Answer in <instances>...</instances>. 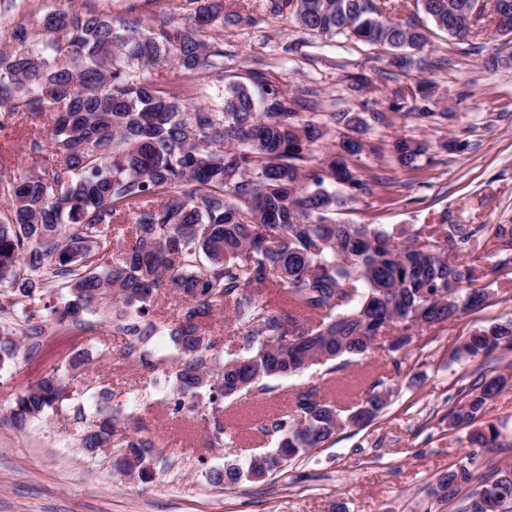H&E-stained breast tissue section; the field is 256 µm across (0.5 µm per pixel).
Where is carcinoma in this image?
I'll return each instance as SVG.
<instances>
[{
    "mask_svg": "<svg viewBox=\"0 0 512 512\" xmlns=\"http://www.w3.org/2000/svg\"><path fill=\"white\" fill-rule=\"evenodd\" d=\"M273 13L290 12L299 27L323 35L346 34L385 49L386 79L420 64L416 54L436 29L448 39H480L491 26L512 43V0H414L432 27L401 22L387 0H269ZM191 25L159 21L143 27L94 10L54 11L35 39L22 26L14 46L0 50V131L23 115L34 125V161L17 172L0 163V190L8 200L0 220V313L17 315L50 288L69 299L55 321L79 323L81 314L108 300L112 327L128 337L127 355L142 354L147 337L167 334L174 346L171 413L201 394L226 409L266 389L268 378L288 377L346 355H363L392 331L393 350L413 337L477 307L493 296L474 288L479 278L512 264V224H450L448 216L407 230L336 221L342 200L365 189L354 159L367 143L363 112L332 115L345 129L336 150L322 151L330 128L298 120L305 99L289 94L263 67L249 84L223 83L224 47L205 40L224 23L221 0H186ZM171 58L177 72L160 88L134 68ZM206 74L218 103L186 106L183 76ZM436 86L423 79L394 91L390 111L441 121L429 106ZM426 146L410 135L391 145L388 163L414 168ZM119 257L106 260L110 236ZM498 258L487 267L484 261ZM168 288L181 299L176 323L150 319L152 299ZM266 288L271 298H256ZM278 301L319 318L315 326L273 310ZM232 307L238 348L221 360L202 320ZM46 322L26 315L21 331L0 326V368L12 360L20 334L45 335ZM512 348V319L476 330L455 348L459 356H486ZM68 367L94 373L93 358L77 353ZM389 378L371 381L360 403L346 409L310 387L296 393L293 412L265 421L261 432L277 448L247 468L209 471L232 486L286 468L288 461L327 444L346 427L374 421L388 404ZM506 384L496 376L461 390L448 413L453 427L473 424L487 400ZM63 378L52 372L10 408L8 425L22 433L63 401ZM95 401L99 422L79 445L92 455L117 449L119 472L148 481L158 451L154 442L109 405ZM493 425L468 434L470 445L502 448ZM465 465L440 475L435 493L454 499L471 483ZM512 504V470L499 471L476 492L469 512H504Z\"/></svg>",
    "mask_w": 512,
    "mask_h": 512,
    "instance_id": "carcinoma-1",
    "label": "carcinoma"
}]
</instances>
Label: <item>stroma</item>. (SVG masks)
Listing matches in <instances>:
<instances>
[{
    "mask_svg": "<svg viewBox=\"0 0 512 512\" xmlns=\"http://www.w3.org/2000/svg\"><path fill=\"white\" fill-rule=\"evenodd\" d=\"M223 4L225 81H246L253 61H262L289 92L318 91L321 121L359 109L357 93L346 88V73L385 65L382 49L344 35L305 33L291 13L270 14L267 0ZM77 7L145 23L187 22L179 0H0V46H11L15 27L36 33L47 13ZM502 44L491 29L474 46L447 42L442 33L432 36L421 52L425 65L413 68L408 79L433 81L437 91L430 106L451 112V119L430 125L397 114L388 126L369 122V147L355 165L372 188L347 199L337 220L414 228L444 212L452 224H512V69L485 65ZM439 57L449 58L446 69L434 68ZM403 134L431 145L417 169H398L374 152ZM446 139L464 142V150L437 149ZM382 174L389 183L380 187ZM497 286L490 303L464 311L400 351L374 349L335 369L315 365L267 380L265 393L226 410L224 425L234 438L230 448L209 445L213 413L207 400L181 417L169 414L173 346L168 337L147 343L146 360H129L123 337L113 333L101 307L84 314L81 323L56 326L38 342L21 340L16 357L0 368V417L18 395L53 369H65L76 353L88 352L100 363L97 378L66 377L68 400L25 432L0 426V512H464L481 482L512 467V447L470 446L467 429L448 425L461 388L483 375L512 376V351L454 355L475 329L512 318V272ZM397 359L402 366L396 373ZM386 370L391 401L367 427L342 430L259 481L245 479L227 488L208 479L209 470L230 461L244 465L275 448V439L257 428L290 408L297 391L316 385L349 401L367 377ZM104 387L112 391V407L159 446L152 480L121 476L109 452L90 456L79 448V435L97 420L93 400ZM462 465L472 470V483L453 500L434 496L439 475Z\"/></svg>",
    "mask_w": 512,
    "mask_h": 512,
    "instance_id": "obj_1",
    "label": "stroma"
}]
</instances>
